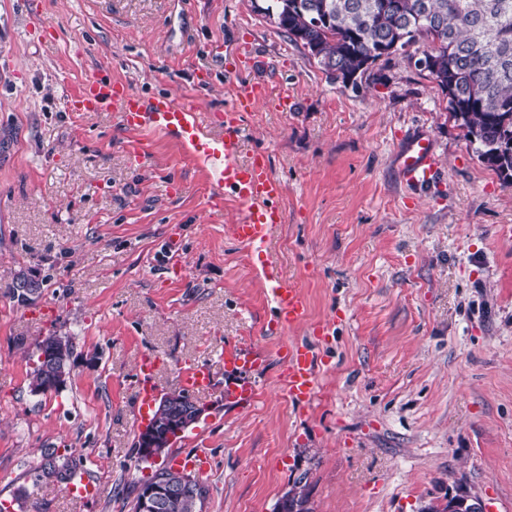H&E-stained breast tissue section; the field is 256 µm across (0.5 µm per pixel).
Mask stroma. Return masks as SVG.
Segmentation results:
<instances>
[{
    "mask_svg": "<svg viewBox=\"0 0 512 512\" xmlns=\"http://www.w3.org/2000/svg\"><path fill=\"white\" fill-rule=\"evenodd\" d=\"M244 43L252 68L226 72L223 46ZM93 74L212 118L242 82L288 95L287 111L242 117L241 158L266 153L286 186L267 266L232 236L237 200L210 210V171L177 138L146 133L135 154L111 108L68 111ZM418 133L436 174L410 189L397 159ZM269 273L301 287L305 324L277 325ZM21 274L41 281L34 303L9 293ZM52 333L73 343L70 373L37 394L32 353ZM244 343L266 368L226 373ZM300 343L315 350L307 407L281 385V352ZM148 352L161 393L192 364L213 383L196 395L208 412L145 461ZM200 446L202 512H274L298 480L313 512H420L461 481L512 512V184L409 58L339 87L250 0H0V503L131 512L143 482ZM47 448L82 454L95 493L40 477ZM154 360L151 356L142 357L139 364L138 379V398L139 412L143 415V411L150 407L158 394V388L153 380Z\"/></svg>",
    "mask_w": 512,
    "mask_h": 512,
    "instance_id": "stroma-1",
    "label": "stroma"
}]
</instances>
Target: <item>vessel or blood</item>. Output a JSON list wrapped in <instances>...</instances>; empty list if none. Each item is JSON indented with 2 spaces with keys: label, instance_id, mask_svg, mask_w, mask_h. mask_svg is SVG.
<instances>
[{
  "label": "vessel or blood",
  "instance_id": "obj_1",
  "mask_svg": "<svg viewBox=\"0 0 512 512\" xmlns=\"http://www.w3.org/2000/svg\"><path fill=\"white\" fill-rule=\"evenodd\" d=\"M268 95L265 84H240L232 103L224 111L223 132L208 135L197 111L191 105L164 93L146 98L129 89L124 83L99 77L85 80L79 92L71 96L69 108L74 112H94L108 105L115 121L134 133L131 148H139V133L145 131L174 135L197 159L210 168L215 184L211 196L212 209L222 206L225 196H232L243 206L240 218L231 231L242 245L258 250L267 242L276 224L284 215L278 206L285 193L284 183L272 175L265 154H253L240 160V122L243 113L252 111ZM433 146L429 138L411 137L402 151L398 164L406 184L421 186L430 182L434 173ZM271 295L275 304L276 321L284 327L304 322L306 301L299 287L285 278L271 281ZM281 383L288 397L296 402L310 404L315 392L314 354L311 346L289 348L285 356ZM268 360L264 349L246 345L225 356L226 370L238 368L260 369ZM154 360L142 357L139 364L138 398L140 409H147L158 394L153 380ZM183 386L191 391H202L210 385V372L202 366H191L182 373Z\"/></svg>",
  "mask_w": 512,
  "mask_h": 512
}]
</instances>
